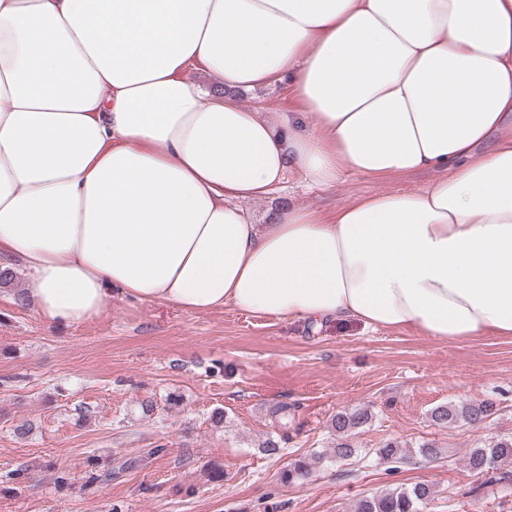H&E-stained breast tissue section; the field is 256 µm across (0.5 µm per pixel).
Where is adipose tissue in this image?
Instances as JSON below:
<instances>
[{"label": "adipose tissue", "mask_w": 512, "mask_h": 512, "mask_svg": "<svg viewBox=\"0 0 512 512\" xmlns=\"http://www.w3.org/2000/svg\"><path fill=\"white\" fill-rule=\"evenodd\" d=\"M277 82L300 111L237 99ZM292 167L440 177L253 223ZM1 259L59 328L119 297L512 338V0H0Z\"/></svg>", "instance_id": "obj_1"}]
</instances>
